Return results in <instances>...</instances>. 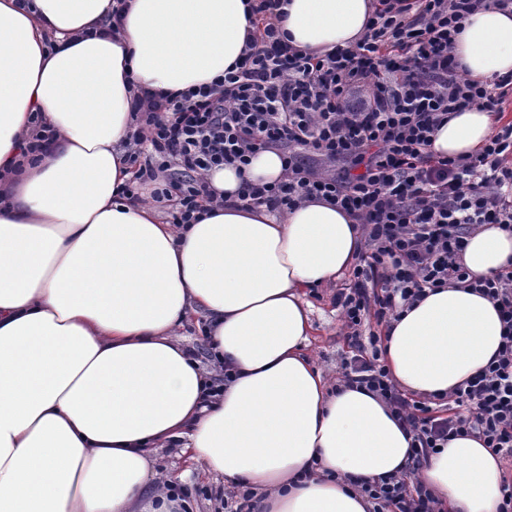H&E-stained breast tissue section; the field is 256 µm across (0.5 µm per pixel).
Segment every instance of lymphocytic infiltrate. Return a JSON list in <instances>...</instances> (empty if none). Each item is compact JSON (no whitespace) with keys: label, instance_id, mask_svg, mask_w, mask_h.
<instances>
[{"label":"lymphocytic infiltrate","instance_id":"f902f5d3","mask_svg":"<svg viewBox=\"0 0 512 512\" xmlns=\"http://www.w3.org/2000/svg\"><path fill=\"white\" fill-rule=\"evenodd\" d=\"M489 1L512 5L376 0L355 46L317 56L281 39L273 21L280 0H257L251 45L224 77L132 106L133 172L121 193L150 195L172 223H195L216 204L207 171L245 169L275 148L284 155L282 179L246 183L241 200L291 208L322 199L359 224L358 262L335 295L350 350L340 380L378 396L412 437L404 471L361 482L371 512H444L416 474L454 437H476L512 460V259L481 278L460 261L484 225L512 234V123L466 158L431 149L451 113L477 106L499 115L512 95V75L474 82L454 57L465 19ZM449 286L491 300L502 336L490 364L436 404L393 382L380 330L427 292Z\"/></svg>","mask_w":512,"mask_h":512}]
</instances>
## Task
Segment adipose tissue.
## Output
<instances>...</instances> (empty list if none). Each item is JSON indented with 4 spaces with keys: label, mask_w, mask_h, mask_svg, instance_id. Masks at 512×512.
Listing matches in <instances>:
<instances>
[{
    "label": "adipose tissue",
    "mask_w": 512,
    "mask_h": 512,
    "mask_svg": "<svg viewBox=\"0 0 512 512\" xmlns=\"http://www.w3.org/2000/svg\"><path fill=\"white\" fill-rule=\"evenodd\" d=\"M254 0H0V512H174L151 449L173 443L208 473L240 482L257 512H369L354 485L399 472L410 434L365 390L331 388L310 363L301 293L352 266L355 221L304 201L277 212L238 200L274 182L269 149L245 173L207 179L223 207L175 227L119 199L131 177L132 103L211 83L242 59ZM283 39L324 55L358 42L373 0H282ZM461 74H512V7L475 11L456 39ZM57 133L42 159L13 167L33 113ZM492 113L449 115L443 156L475 154ZM512 258L493 225L462 255L477 277ZM209 318L214 384L177 334ZM492 301L464 287L429 293L394 322L384 360L398 385L445 394L485 368L501 341ZM503 471L460 436L419 481L447 512H499Z\"/></svg>",
    "instance_id": "obj_1"
}]
</instances>
